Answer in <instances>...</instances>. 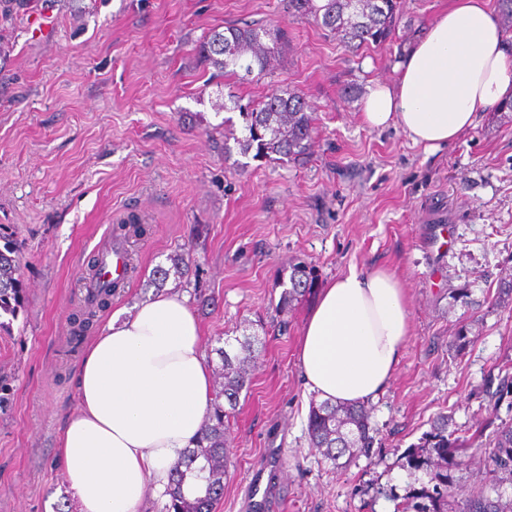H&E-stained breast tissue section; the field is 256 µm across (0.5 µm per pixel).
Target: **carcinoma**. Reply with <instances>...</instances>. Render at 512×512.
Returning a JSON list of instances; mask_svg holds the SVG:
<instances>
[{"instance_id": "cac0c4a2", "label": "carcinoma", "mask_w": 512, "mask_h": 512, "mask_svg": "<svg viewBox=\"0 0 512 512\" xmlns=\"http://www.w3.org/2000/svg\"><path fill=\"white\" fill-rule=\"evenodd\" d=\"M286 3L289 16L308 20L333 33L352 51L385 43L395 33L402 13V0H286ZM287 46V31L278 26L227 27L212 31L201 41L198 56L218 72L245 81L253 74L258 78L273 75ZM239 109L245 116L247 131L244 138L237 140L242 152L254 148L259 156L274 154L290 160L308 153L313 118L300 95L273 92ZM0 238L4 240L0 249V311L14 314L23 299L21 265L13 241L4 234ZM169 261L170 267L159 266L153 272L152 285L158 289L164 287L169 278L180 280L189 273L188 253H174ZM317 279L318 270L314 265L294 264L290 287L282 290L276 311L287 312ZM118 287L117 282H106L85 296L84 307L72 316V347L79 346L97 310L107 305ZM236 342L234 346L226 340L224 346L217 349L222 366L216 399L194 447L186 449L173 465L166 491L168 502L163 512H214L215 505L224 497L228 464L224 405L236 406L248 383L250 367L258 358L257 345L260 344L257 337L247 335ZM307 435L310 446L318 449L334 466L343 457L350 459L368 454L376 442L370 408L363 403H311ZM458 452L457 439L448 431V418L438 419L407 455L411 468L430 475L429 484L405 497L397 512H447L448 460H456ZM485 457L491 474L488 492L467 500L463 512H507V505L501 502L497 475L512 476V425L498 430L492 447L485 449Z\"/></svg>"}]
</instances>
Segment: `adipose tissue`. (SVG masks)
<instances>
[{"mask_svg":"<svg viewBox=\"0 0 512 512\" xmlns=\"http://www.w3.org/2000/svg\"><path fill=\"white\" fill-rule=\"evenodd\" d=\"M368 88L366 126L401 127L437 149L512 100V37L487 0H452L396 68ZM411 334L404 289L386 269L349 270L320 288L297 347L318 400L356 403L389 386ZM77 408L57 448L79 512H138L164 494L172 465L200 432L215 399L199 320L172 289L124 318L113 313L75 377Z\"/></svg>","mask_w":512,"mask_h":512,"instance_id":"obj_1","label":"adipose tissue"}]
</instances>
